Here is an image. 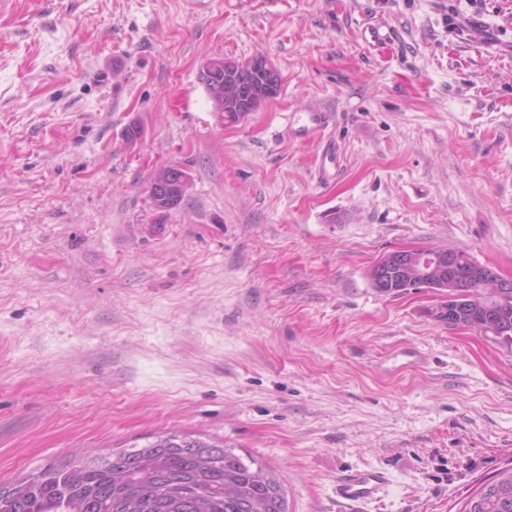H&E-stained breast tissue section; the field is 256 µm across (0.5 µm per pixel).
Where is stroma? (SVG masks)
<instances>
[{
	"mask_svg": "<svg viewBox=\"0 0 512 512\" xmlns=\"http://www.w3.org/2000/svg\"><path fill=\"white\" fill-rule=\"evenodd\" d=\"M256 55L280 90L222 124L201 69ZM405 247L512 278V0H0V483L181 431L288 512H461L512 467V343L373 288ZM351 469L377 501H337ZM328 112L313 111L305 115L304 123L294 127V122L288 123V130L302 139H313L321 134L329 122ZM176 173L185 174V172L182 170V168L172 166V165L161 167V168L157 169L152 174L150 184H149V199L151 200V205H152L154 211H156V213L159 214L161 217H165L167 214L170 213L171 209L173 210L174 208H176L181 203V200L183 198V197L179 198V200L176 201V205L173 208H170V209L166 210L165 212L157 211V209L160 208V205L162 203H164V202H162L163 200L158 199L160 197V194H159L160 187L159 186L161 185V178L164 174H166V176L168 177V176L174 175ZM386 484V476L378 470H357L343 474L336 481V495L345 504L377 499L383 486Z\"/></svg>",
	"mask_w": 512,
	"mask_h": 512,
	"instance_id": "1",
	"label": "stroma"
}]
</instances>
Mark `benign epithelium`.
I'll use <instances>...</instances> for the list:
<instances>
[{"label": "benign epithelium", "instance_id": "benign-epithelium-1", "mask_svg": "<svg viewBox=\"0 0 512 512\" xmlns=\"http://www.w3.org/2000/svg\"><path fill=\"white\" fill-rule=\"evenodd\" d=\"M274 66L263 56L250 59L249 66L228 75L240 98L247 92H260L268 97L275 94L276 84L268 79ZM373 287L385 294L406 291L410 288H429L448 299V320H457L461 314L453 306L459 293V281L466 279L476 287L486 281L494 283L500 294L512 290V279L502 278L488 267L482 272L469 271L454 253H428L420 248H401L387 253L375 263L370 272ZM482 326L495 336L512 334V321L488 311L481 319Z\"/></svg>", "mask_w": 512, "mask_h": 512}]
</instances>
